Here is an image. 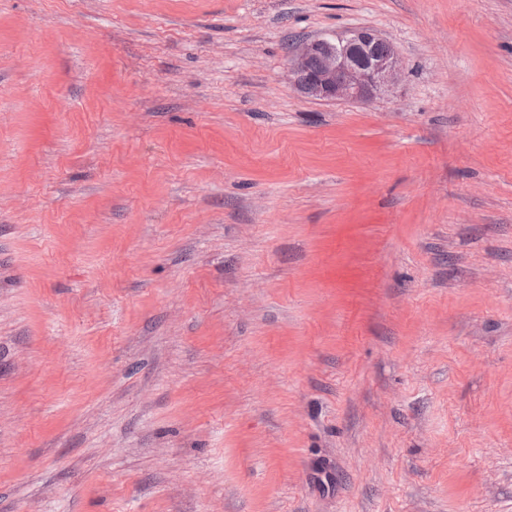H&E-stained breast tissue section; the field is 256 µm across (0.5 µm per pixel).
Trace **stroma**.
<instances>
[{"mask_svg":"<svg viewBox=\"0 0 512 512\" xmlns=\"http://www.w3.org/2000/svg\"><path fill=\"white\" fill-rule=\"evenodd\" d=\"M0 512H512V0H0ZM289 82L311 97L370 99L397 78L399 62L394 47L371 29L357 28L334 39L296 43L289 55Z\"/></svg>","mask_w":512,"mask_h":512,"instance_id":"1","label":"stroma"}]
</instances>
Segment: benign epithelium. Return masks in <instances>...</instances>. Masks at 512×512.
Listing matches in <instances>:
<instances>
[{"label": "benign epithelium", "mask_w": 512, "mask_h": 512, "mask_svg": "<svg viewBox=\"0 0 512 512\" xmlns=\"http://www.w3.org/2000/svg\"><path fill=\"white\" fill-rule=\"evenodd\" d=\"M398 70L394 47L367 28L302 40L289 55L291 85L326 100L370 99L395 82Z\"/></svg>", "instance_id": "benign-epithelium-1"}]
</instances>
